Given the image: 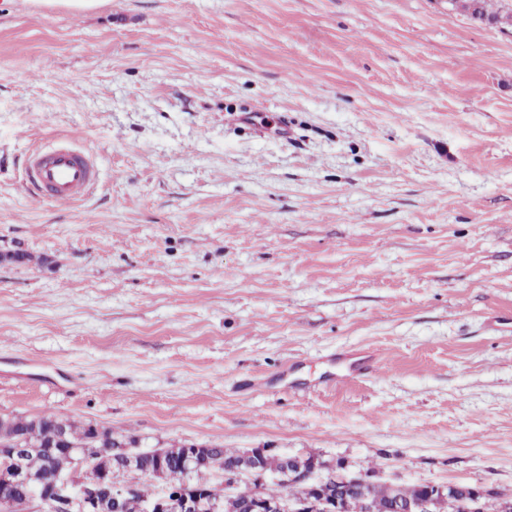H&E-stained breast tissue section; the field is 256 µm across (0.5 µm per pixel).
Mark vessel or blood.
I'll use <instances>...</instances> for the list:
<instances>
[{"mask_svg":"<svg viewBox=\"0 0 512 512\" xmlns=\"http://www.w3.org/2000/svg\"><path fill=\"white\" fill-rule=\"evenodd\" d=\"M26 177L39 197L63 204L82 198L92 190L96 170L90 154L60 142L30 153Z\"/></svg>","mask_w":512,"mask_h":512,"instance_id":"vessel-or-blood-1","label":"vessel or blood"}]
</instances>
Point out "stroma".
<instances>
[{
    "mask_svg": "<svg viewBox=\"0 0 512 512\" xmlns=\"http://www.w3.org/2000/svg\"><path fill=\"white\" fill-rule=\"evenodd\" d=\"M72 137L98 187L38 199ZM512 495V28L448 0H0V416Z\"/></svg>",
    "mask_w": 512,
    "mask_h": 512,
    "instance_id": "obj_1",
    "label": "stroma"
}]
</instances>
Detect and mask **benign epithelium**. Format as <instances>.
Masks as SVG:
<instances>
[{"label": "benign epithelium", "mask_w": 512, "mask_h": 512, "mask_svg": "<svg viewBox=\"0 0 512 512\" xmlns=\"http://www.w3.org/2000/svg\"><path fill=\"white\" fill-rule=\"evenodd\" d=\"M113 452L117 466L127 470L139 466L143 456L142 450L126 446ZM98 453L97 448H76L67 468L38 475L28 467L29 449L12 448L3 453L0 486H23L26 494L21 499L0 496V512H125L132 501L138 502L140 512H219L220 498L211 488L203 487L191 495L166 488L163 495L147 498L134 484L120 483L113 477L108 481L91 478L89 472L96 467ZM244 477L252 494L241 501L243 512H342L338 500L313 497L310 492L334 482L363 485L371 480L362 473L311 465L301 455L288 454L282 455L280 467L271 471L256 462L222 475L227 493H232ZM271 482L290 486V494L280 499L265 497V488ZM438 501L431 495L417 503L397 499L392 512H434Z\"/></svg>", "instance_id": "7a95c632"}]
</instances>
